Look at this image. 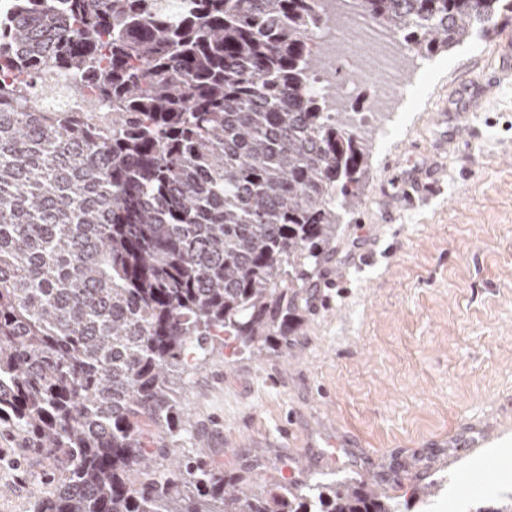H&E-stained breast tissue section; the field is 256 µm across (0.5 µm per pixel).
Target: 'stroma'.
Listing matches in <instances>:
<instances>
[{"instance_id":"stroma-1","label":"stroma","mask_w":512,"mask_h":512,"mask_svg":"<svg viewBox=\"0 0 512 512\" xmlns=\"http://www.w3.org/2000/svg\"><path fill=\"white\" fill-rule=\"evenodd\" d=\"M512 64V25L431 57L372 134L369 179L350 224L304 288L287 342L254 355L214 343L177 380L196 449L224 471L302 483L352 480L403 512H457L512 491V81L478 112L464 81ZM439 192L387 214L418 164ZM490 469L479 492L468 470ZM49 464L0 425V512H33ZM431 484L428 500L416 488Z\"/></svg>"}]
</instances>
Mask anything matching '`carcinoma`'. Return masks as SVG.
<instances>
[{
	"instance_id": "carcinoma-1",
	"label": "carcinoma",
	"mask_w": 512,
	"mask_h": 512,
	"mask_svg": "<svg viewBox=\"0 0 512 512\" xmlns=\"http://www.w3.org/2000/svg\"><path fill=\"white\" fill-rule=\"evenodd\" d=\"M417 54L512 0H336ZM324 0H0V424L52 463L35 512H401L361 485L171 457L174 374L253 354L353 214L368 133L315 89ZM68 81L78 112L36 94Z\"/></svg>"
}]
</instances>
